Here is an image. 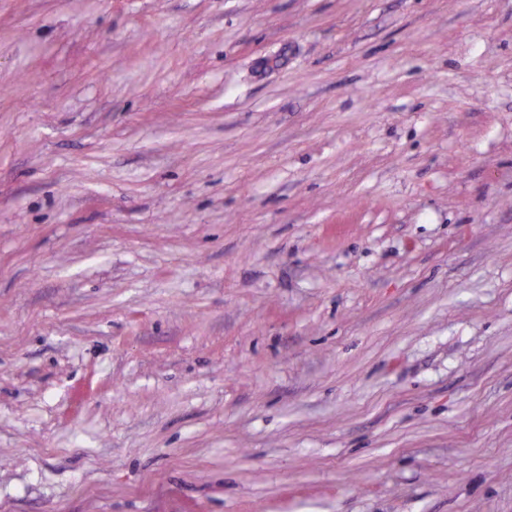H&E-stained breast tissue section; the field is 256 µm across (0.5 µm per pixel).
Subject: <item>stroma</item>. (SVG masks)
Listing matches in <instances>:
<instances>
[{"mask_svg":"<svg viewBox=\"0 0 512 512\" xmlns=\"http://www.w3.org/2000/svg\"><path fill=\"white\" fill-rule=\"evenodd\" d=\"M0 512H512V0H0Z\"/></svg>","mask_w":512,"mask_h":512,"instance_id":"obj_1","label":"stroma"}]
</instances>
